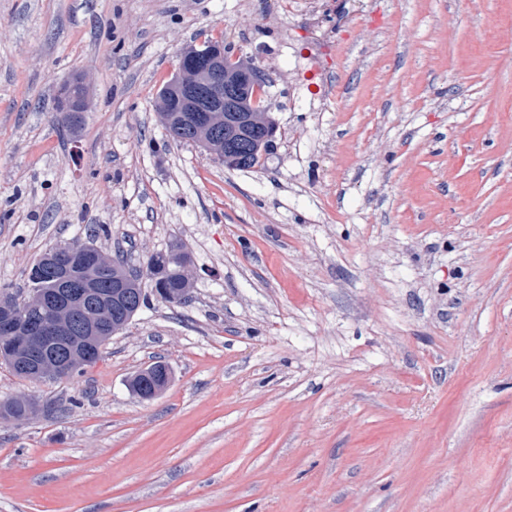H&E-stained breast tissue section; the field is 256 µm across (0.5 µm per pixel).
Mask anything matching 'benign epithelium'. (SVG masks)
<instances>
[{
  "mask_svg": "<svg viewBox=\"0 0 512 512\" xmlns=\"http://www.w3.org/2000/svg\"><path fill=\"white\" fill-rule=\"evenodd\" d=\"M262 79L257 67L226 54L219 42L205 49L187 46L179 55L174 76L159 92V112L166 125L192 134L197 144L234 169L252 130H262L261 147L273 142L277 132L269 113L255 110ZM89 97L90 86L81 71L60 83L59 111L69 125L81 123ZM108 266L103 251L89 245L60 244L48 249L33 272L50 276L57 288L49 295L34 294L28 305L65 299L67 308L49 322L24 318L19 301L0 295V338L16 348L11 368L19 377L39 382L83 365L126 328L138 312L126 306L132 287L129 277L115 274L109 292L75 278L79 270L101 273Z\"/></svg>",
  "mask_w": 512,
  "mask_h": 512,
  "instance_id": "1",
  "label": "benign epithelium"
}]
</instances>
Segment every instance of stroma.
I'll list each match as a JSON object with an SVG mask.
<instances>
[{
    "label": "stroma",
    "instance_id": "35a3bbf8",
    "mask_svg": "<svg viewBox=\"0 0 512 512\" xmlns=\"http://www.w3.org/2000/svg\"><path fill=\"white\" fill-rule=\"evenodd\" d=\"M273 13L0 0V292L100 225L133 267L193 260L187 302L152 300L83 374L0 363V401L38 403L0 422V512H512V0H330L321 112L281 47L306 19ZM209 39L268 78L255 168L166 136L158 93ZM58 93L59 111L63 112L65 121L71 126L80 124L90 97L86 75L81 71L72 73L60 83ZM178 258L184 259L189 264L192 263V258L189 252L186 251L181 243L175 242L172 243L165 251L153 254L147 263V270H150L151 268H158L159 270L164 271L163 276L165 277V288H168L171 293H175L179 288H184L182 278L173 273L177 268L175 260ZM189 290L190 288H184L183 293L177 298L183 300Z\"/></svg>",
    "mask_w": 512,
    "mask_h": 512
}]
</instances>
